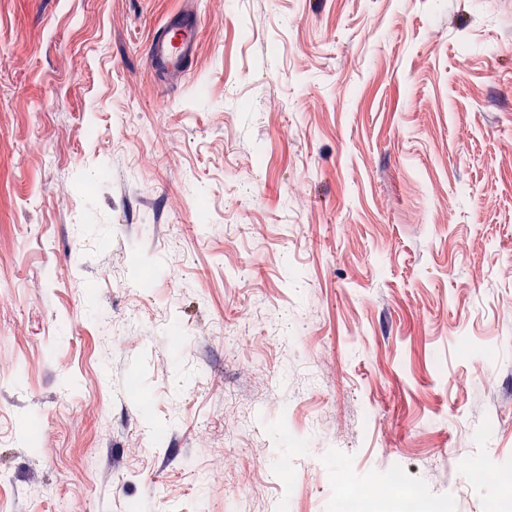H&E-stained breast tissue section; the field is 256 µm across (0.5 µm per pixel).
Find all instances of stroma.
<instances>
[{
  "instance_id": "1",
  "label": "stroma",
  "mask_w": 512,
  "mask_h": 512,
  "mask_svg": "<svg viewBox=\"0 0 512 512\" xmlns=\"http://www.w3.org/2000/svg\"><path fill=\"white\" fill-rule=\"evenodd\" d=\"M183 6L0 0V512H492L512 0ZM201 26L200 15L188 9L169 17L154 35L149 45L148 61L164 82L178 85L186 80Z\"/></svg>"
}]
</instances>
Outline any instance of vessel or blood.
Masks as SVG:
<instances>
[{"instance_id":"obj_1","label":"vessel or blood","mask_w":512,"mask_h":512,"mask_svg":"<svg viewBox=\"0 0 512 512\" xmlns=\"http://www.w3.org/2000/svg\"><path fill=\"white\" fill-rule=\"evenodd\" d=\"M202 26L194 10L180 11L156 32L149 45L150 67L171 85L184 82L191 70Z\"/></svg>"}]
</instances>
